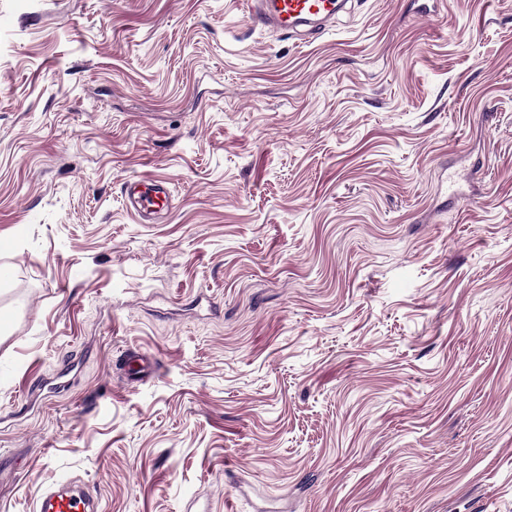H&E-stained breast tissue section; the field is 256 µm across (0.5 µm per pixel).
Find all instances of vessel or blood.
I'll use <instances>...</instances> for the list:
<instances>
[{
	"instance_id": "obj_1",
	"label": "vessel or blood",
	"mask_w": 512,
	"mask_h": 512,
	"mask_svg": "<svg viewBox=\"0 0 512 512\" xmlns=\"http://www.w3.org/2000/svg\"><path fill=\"white\" fill-rule=\"evenodd\" d=\"M343 8V0H249L247 11L261 27L300 32L303 39L321 34ZM127 209L141 220L167 210L171 203L166 181L133 178L126 182ZM37 512H102L97 496L83 485L63 479L41 493Z\"/></svg>"
}]
</instances>
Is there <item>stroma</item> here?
Instances as JSON below:
<instances>
[{
	"mask_svg": "<svg viewBox=\"0 0 512 512\" xmlns=\"http://www.w3.org/2000/svg\"><path fill=\"white\" fill-rule=\"evenodd\" d=\"M423 2L0 0V512H512V0ZM344 3L342 0H251L247 2V11L261 27L299 32L307 41L336 20ZM300 27L306 28L300 30ZM124 197L127 209L141 220H150L167 210L170 189L164 180L133 178L126 182ZM37 512H102V506L88 488L63 478L43 490Z\"/></svg>",
	"mask_w": 512,
	"mask_h": 512,
	"instance_id": "obj_1",
	"label": "stroma"
}]
</instances>
